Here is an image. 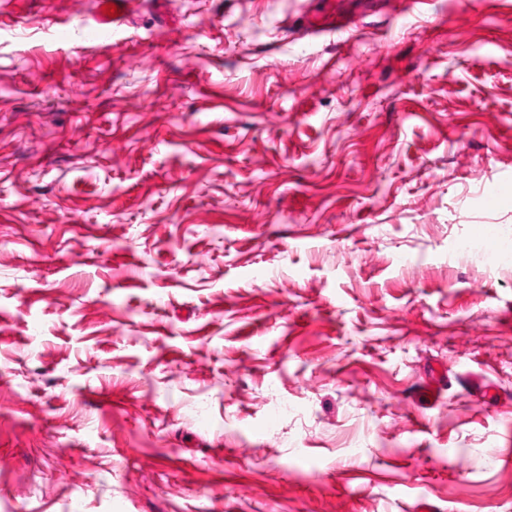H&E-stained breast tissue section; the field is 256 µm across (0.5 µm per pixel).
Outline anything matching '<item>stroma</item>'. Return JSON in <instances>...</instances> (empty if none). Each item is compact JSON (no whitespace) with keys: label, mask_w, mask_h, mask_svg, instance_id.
<instances>
[{"label":"stroma","mask_w":512,"mask_h":512,"mask_svg":"<svg viewBox=\"0 0 512 512\" xmlns=\"http://www.w3.org/2000/svg\"><path fill=\"white\" fill-rule=\"evenodd\" d=\"M401 2L0 0V512H512V0ZM129 0H99L95 23L86 28V35L92 40L109 42L112 35L124 24ZM107 5H115L114 17L107 14Z\"/></svg>","instance_id":"stroma-1"}]
</instances>
